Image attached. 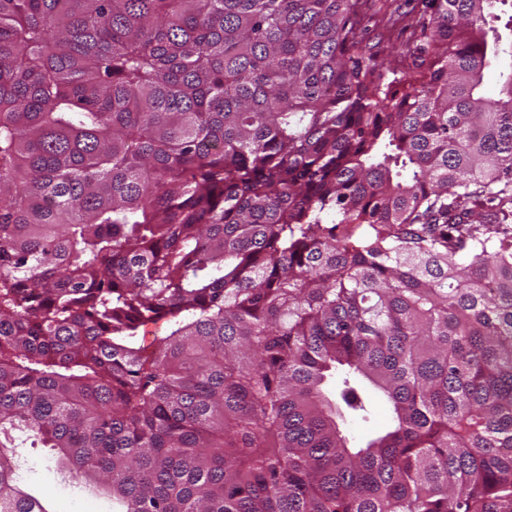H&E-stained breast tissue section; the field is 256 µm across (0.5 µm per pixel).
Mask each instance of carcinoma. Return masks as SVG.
<instances>
[{
	"label": "carcinoma",
	"instance_id": "cac0c4a2",
	"mask_svg": "<svg viewBox=\"0 0 512 512\" xmlns=\"http://www.w3.org/2000/svg\"><path fill=\"white\" fill-rule=\"evenodd\" d=\"M510 1L0 0V512H512ZM389 421V409L382 400H377L372 405L369 418L364 421L356 419L348 421L345 426V432L351 443H357L366 436L385 427ZM21 484L31 493L47 492L54 512H108L110 501L81 489L75 483L63 481L47 458L45 448L31 449L21 472Z\"/></svg>",
	"mask_w": 512,
	"mask_h": 512
}]
</instances>
